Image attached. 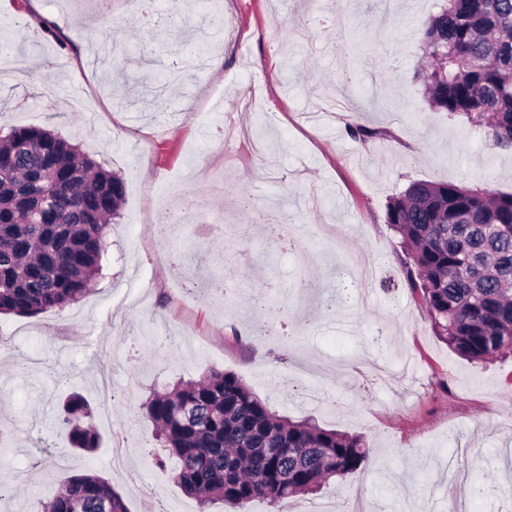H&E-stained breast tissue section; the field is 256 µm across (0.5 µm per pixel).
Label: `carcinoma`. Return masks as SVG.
Wrapping results in <instances>:
<instances>
[{"label":"carcinoma","mask_w":512,"mask_h":512,"mask_svg":"<svg viewBox=\"0 0 512 512\" xmlns=\"http://www.w3.org/2000/svg\"><path fill=\"white\" fill-rule=\"evenodd\" d=\"M430 106L462 117L512 149V0H437L424 23ZM358 140L389 130L348 125ZM122 178L58 132L14 127L0 136V315L62 311L90 290L107 249ZM385 222L399 237L401 271L435 335L473 362L512 356V193L417 181L392 197ZM169 459L171 478L202 507L238 512L284 502L365 469L360 435L275 414L237 374L210 368L139 405ZM88 400L74 392L56 418L72 451L101 444ZM42 512H129L96 473L48 489Z\"/></svg>","instance_id":"1"}]
</instances>
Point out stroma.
Listing matches in <instances>:
<instances>
[{"label": "stroma", "mask_w": 512, "mask_h": 512, "mask_svg": "<svg viewBox=\"0 0 512 512\" xmlns=\"http://www.w3.org/2000/svg\"><path fill=\"white\" fill-rule=\"evenodd\" d=\"M0 0V130L36 126L121 175L125 196L93 291L63 312L2 316L0 512H40L48 485L92 470L129 512H200L154 459L138 407L153 389L236 373L295 420L364 437L370 463L293 503L365 512H506L512 484V359L472 363L435 336L401 274L390 197L414 181L489 184L512 193V150L431 110L414 70L435 0L368 11L369 0H187L155 21L139 0ZM121 47L138 82L127 107L96 57ZM84 66L73 68L75 54ZM180 65L182 77L171 81ZM253 98L264 150L224 156V116ZM391 139H353L351 123ZM492 182H485L486 173ZM189 223L161 234L159 208ZM371 278L349 271L353 254ZM269 334L257 340L249 324ZM103 444L59 459L51 423L62 396L100 402Z\"/></svg>", "instance_id": "1"}]
</instances>
